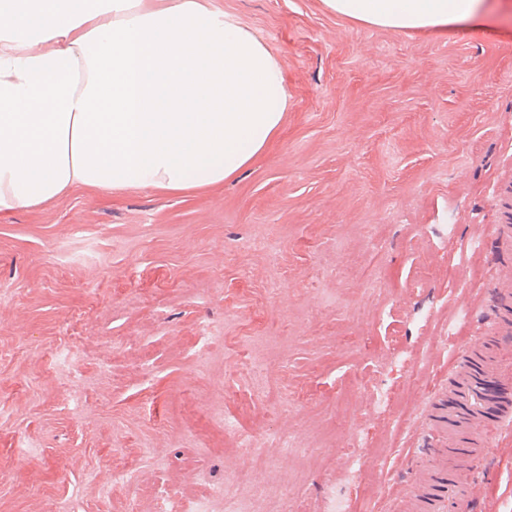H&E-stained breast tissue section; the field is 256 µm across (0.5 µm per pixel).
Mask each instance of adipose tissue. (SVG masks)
Masks as SVG:
<instances>
[{
  "mask_svg": "<svg viewBox=\"0 0 512 512\" xmlns=\"http://www.w3.org/2000/svg\"><path fill=\"white\" fill-rule=\"evenodd\" d=\"M396 30H447L482 0H324ZM284 78L211 0H0V217L73 189L223 185L278 133Z\"/></svg>",
  "mask_w": 512,
  "mask_h": 512,
  "instance_id": "obj_1",
  "label": "adipose tissue"
}]
</instances>
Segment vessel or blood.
I'll use <instances>...</instances> for the list:
<instances>
[{
  "label": "vessel or blood",
  "mask_w": 512,
  "mask_h": 512,
  "mask_svg": "<svg viewBox=\"0 0 512 512\" xmlns=\"http://www.w3.org/2000/svg\"><path fill=\"white\" fill-rule=\"evenodd\" d=\"M487 282L501 301L512 299V271L492 266ZM489 336L498 339V357L512 354V324L499 319L486 323L477 339ZM448 378L443 396L448 426H427L424 453L430 464L419 471L402 512H471L475 498L470 466L484 456L491 430L512 426V381L500 376L496 364L483 361L455 369Z\"/></svg>",
  "instance_id": "b4317fda"
}]
</instances>
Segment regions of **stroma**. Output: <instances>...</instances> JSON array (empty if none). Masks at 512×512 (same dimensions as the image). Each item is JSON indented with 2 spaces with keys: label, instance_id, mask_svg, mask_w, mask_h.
Returning <instances> with one entry per match:
<instances>
[{
  "label": "stroma",
  "instance_id": "obj_1",
  "mask_svg": "<svg viewBox=\"0 0 512 512\" xmlns=\"http://www.w3.org/2000/svg\"><path fill=\"white\" fill-rule=\"evenodd\" d=\"M213 4L279 61L267 148L214 189L79 188L0 218V512H157L154 490L223 486L244 460L226 417L309 449L250 467L268 500L399 512L439 386L502 310L486 273L512 218L491 194L512 175V0L447 34L323 0ZM258 336L277 339L261 376ZM474 480L473 512H512V431Z\"/></svg>",
  "mask_w": 512,
  "mask_h": 512
}]
</instances>
